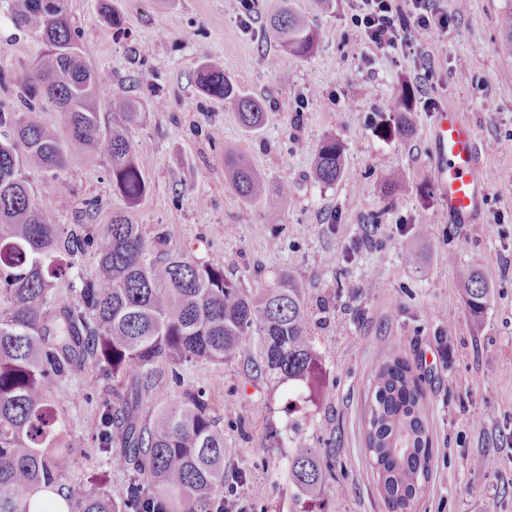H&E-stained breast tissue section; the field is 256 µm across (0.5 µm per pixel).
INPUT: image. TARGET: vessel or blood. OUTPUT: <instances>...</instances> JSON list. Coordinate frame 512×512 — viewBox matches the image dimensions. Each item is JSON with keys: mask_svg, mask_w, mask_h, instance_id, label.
Here are the masks:
<instances>
[{"mask_svg": "<svg viewBox=\"0 0 512 512\" xmlns=\"http://www.w3.org/2000/svg\"><path fill=\"white\" fill-rule=\"evenodd\" d=\"M434 185L449 222H476L490 188L482 151L463 111L443 108L433 124Z\"/></svg>", "mask_w": 512, "mask_h": 512, "instance_id": "b4317fda", "label": "vessel or blood"}]
</instances>
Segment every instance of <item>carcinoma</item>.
Listing matches in <instances>:
<instances>
[{"instance_id": "obj_1", "label": "carcinoma", "mask_w": 512, "mask_h": 512, "mask_svg": "<svg viewBox=\"0 0 512 512\" xmlns=\"http://www.w3.org/2000/svg\"><path fill=\"white\" fill-rule=\"evenodd\" d=\"M12 24L42 46L41 59L19 77L0 71V90L16 87V104L0 102V512H30V497L62 483L57 458L68 445L66 418L54 403L59 384L88 364L112 382L114 400L101 401L97 441L110 468L126 477L114 497L103 480L71 503L70 512H224V429L209 395L187 389L140 421L160 366L174 383L185 363L222 364L255 345V370L273 380L309 388L318 360L308 329L303 288L287 272L271 288L247 292L224 276L218 260L199 262L163 248L165 233L148 241L129 209L147 192L127 130L143 117L121 88L112 91V125L102 124L98 96L103 75L81 56L79 33L68 19V0L48 13L36 0H0ZM269 26L290 55L306 57L315 31L308 17L279 0ZM205 96L224 103L244 128L260 131L266 105L248 98L209 58L198 71ZM409 89L387 107L383 135L411 134ZM63 112L64 133L46 126L42 112ZM76 154L110 161L113 192L124 207L96 230L98 203L85 199L77 223L60 224L70 190L60 183L54 203L40 204L23 175L32 168L56 179ZM334 137L319 147L309 178L334 184L343 168ZM224 178L244 198L262 192L267 174L233 150L224 151ZM92 250L97 269L78 274L68 298L55 280ZM471 314H482L489 288L473 267L448 257ZM430 403L424 378L395 354L378 370L365 421L366 453L387 512H414L431 475ZM333 457L317 448L288 452V479L312 498L326 484L342 494Z\"/></svg>"}]
</instances>
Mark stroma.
Returning a JSON list of instances; mask_svg holds the SVG:
<instances>
[{
	"mask_svg": "<svg viewBox=\"0 0 512 512\" xmlns=\"http://www.w3.org/2000/svg\"><path fill=\"white\" fill-rule=\"evenodd\" d=\"M123 17L116 29L100 0H69L84 61L101 72V102L124 87L145 112L129 138L148 191L132 208L146 235L163 228L167 247L198 261L219 260L246 291L272 286L289 271L305 290L310 334L320 363L316 388L253 378L255 348L221 365L183 367L181 384L163 375L150 392L158 409L180 387L207 389L224 426V469L246 512H386L363 442V421L376 368L394 352L424 378L431 405V477L415 512H512V44L499 26L506 0H433L448 28L421 36L418 50H376L354 26V0H290L309 16L317 40L311 56L288 55L267 28L273 0H254L242 25L224 0H110ZM38 41L0 14V68L20 74L37 59ZM224 61L245 96L271 118L247 131L222 102L197 87L201 63ZM153 70L154 87L139 81ZM412 91V133L386 137L387 102ZM164 108H154V100ZM471 119L490 189L477 223L449 224L433 187L431 126L439 108ZM223 136L214 139L212 127ZM344 145L335 185L308 172L324 138ZM245 154L268 174L264 194L242 198L224 180V152ZM109 162L76 156L66 174L75 201H99L97 223L121 202ZM407 186H385L392 171ZM288 181V201L277 186ZM281 206L279 222L267 212ZM414 246L417 267L400 252ZM474 266L490 292L480 319L460 294L449 258ZM378 289H369V282ZM105 384L88 365L59 385L68 453L65 484L109 469L95 442L96 399ZM332 448L336 477L347 486L297 497L287 477L289 449ZM266 493L254 499L252 485Z\"/></svg>",
	"mask_w": 512,
	"mask_h": 512,
	"instance_id": "stroma-1",
	"label": "stroma"
}]
</instances>
